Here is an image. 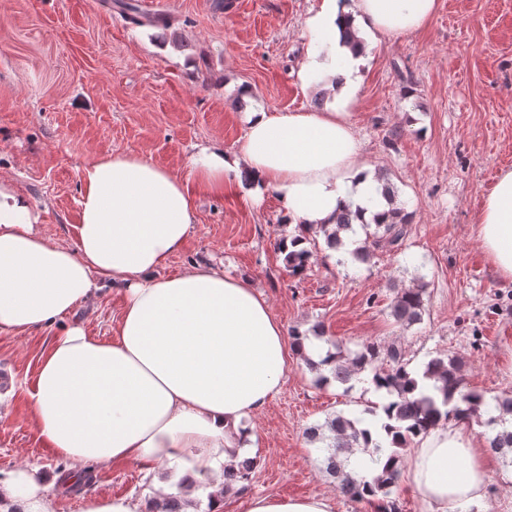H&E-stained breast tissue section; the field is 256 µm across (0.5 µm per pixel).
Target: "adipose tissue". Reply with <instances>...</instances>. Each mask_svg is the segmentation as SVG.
Wrapping results in <instances>:
<instances>
[{
  "mask_svg": "<svg viewBox=\"0 0 512 512\" xmlns=\"http://www.w3.org/2000/svg\"><path fill=\"white\" fill-rule=\"evenodd\" d=\"M437 0H319L307 20L311 49L303 85L333 94L322 112L249 108L239 152L205 146L193 154L197 180L222 189L248 176L252 199L274 190L289 223L335 224L344 207L364 221L386 211L362 159L349 110L368 57L367 33L416 32ZM352 28L357 44L343 32ZM77 243L45 237L30 199L0 182V334L68 318L104 286L125 296L114 340L70 322L45 354L28 391L46 445L72 464H170L182 477H221L247 456L245 422L276 392L288 367L284 330L267 300L206 264L167 275L197 215L182 180L135 154L102 156L82 177ZM474 234L497 274L512 280V170L485 196ZM491 459L482 439L438 426L414 450L411 480L430 512H459L485 493ZM23 512H54L51 485L20 469L0 484ZM246 512H333L324 495L251 497Z\"/></svg>",
  "mask_w": 512,
  "mask_h": 512,
  "instance_id": "adipose-tissue-1",
  "label": "adipose tissue"
}]
</instances>
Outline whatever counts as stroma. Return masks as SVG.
I'll list each match as a JSON object with an SVG mask.
<instances>
[{
    "label": "stroma",
    "mask_w": 512,
    "mask_h": 512,
    "mask_svg": "<svg viewBox=\"0 0 512 512\" xmlns=\"http://www.w3.org/2000/svg\"><path fill=\"white\" fill-rule=\"evenodd\" d=\"M170 28L137 26L115 0H0V181L28 196L50 240L74 245L83 171L107 154H138L179 176L197 222L167 273L207 263L250 284L284 329L311 333L344 352L374 342L397 346L411 369L453 357L468 388L492 399L512 395V282L495 273L473 233L483 197L512 169V0H439L421 31L377 37L360 69L351 121L366 160L394 186L411 221L396 249L365 263L340 262L318 244L292 275L277 250L294 230L274 191L253 201L230 181L216 192L190 170L203 146L237 151L245 135L242 88L270 111H317L318 91L297 70L310 41L316 0H133ZM411 85V101L403 87ZM427 283L421 322H395L398 290ZM124 296L112 290L73 315L88 335L112 340ZM62 323L0 334V477L27 469L53 479L62 465L38 435L27 391ZM371 372L350 385L321 383L303 356L290 355L279 392L252 418L257 465L243 494H223L224 512L248 497L328 496L334 512H374L345 497L307 428L335 413L371 421L381 401ZM483 498L465 512H512V461L493 454ZM92 480L55 486L54 512H82L92 497L128 496L150 512L175 469L154 479L139 464L85 465Z\"/></svg>",
    "instance_id": "35a3bbf8"
}]
</instances>
